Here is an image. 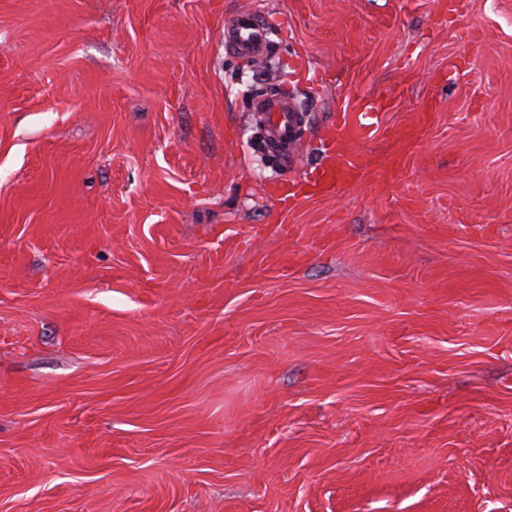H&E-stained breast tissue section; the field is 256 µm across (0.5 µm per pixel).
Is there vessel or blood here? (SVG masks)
Here are the masks:
<instances>
[{
  "label": "vessel or blood",
  "mask_w": 512,
  "mask_h": 512,
  "mask_svg": "<svg viewBox=\"0 0 512 512\" xmlns=\"http://www.w3.org/2000/svg\"><path fill=\"white\" fill-rule=\"evenodd\" d=\"M270 29L265 18L255 11L238 12L224 22V47L244 59H260L272 49ZM387 100L377 97L341 112L333 129V149L314 165L307 181L308 193H300L288 183L276 186L273 198L279 210L285 211L301 203L304 195L329 194L343 183L364 184L372 181L390 183L396 180L405 165L408 145L416 139L418 127L395 132L399 145L382 167L372 165L360 145L374 137L382 128V116ZM254 111L263 113L267 123L266 144L279 154H287L300 135V113L294 97L275 91L257 97Z\"/></svg>",
  "instance_id": "vessel-or-blood-1"
}]
</instances>
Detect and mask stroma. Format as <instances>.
I'll list each match as a JSON object with an SVG mask.
<instances>
[{
  "label": "stroma",
  "instance_id": "35a3bbf8",
  "mask_svg": "<svg viewBox=\"0 0 512 512\" xmlns=\"http://www.w3.org/2000/svg\"><path fill=\"white\" fill-rule=\"evenodd\" d=\"M458 4L0 0V512H512V0ZM384 95L399 179L278 212ZM265 18L256 11L238 12L224 22V47L243 59L264 58L273 47ZM252 108L263 112L267 123L266 144L269 149L287 155L300 135L302 115L294 97L287 93L275 91L255 98Z\"/></svg>",
  "mask_w": 512,
  "mask_h": 512
}]
</instances>
